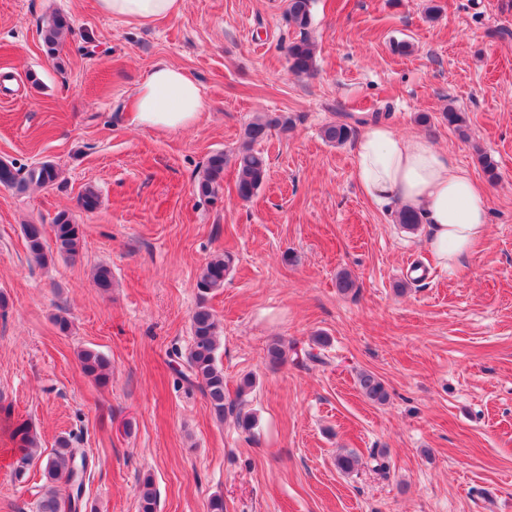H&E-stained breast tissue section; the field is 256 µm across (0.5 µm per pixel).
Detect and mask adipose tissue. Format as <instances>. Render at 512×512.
Segmentation results:
<instances>
[{
    "label": "adipose tissue",
    "instance_id": "adipose-tissue-1",
    "mask_svg": "<svg viewBox=\"0 0 512 512\" xmlns=\"http://www.w3.org/2000/svg\"><path fill=\"white\" fill-rule=\"evenodd\" d=\"M97 10L134 26L181 13L184 0H95ZM204 108L200 88L187 71L160 62L140 83L131 106L137 126L176 131L194 124ZM353 177L375 205L392 202L429 224L428 246L441 271L461 268L474 253L488 222V200L449 153L420 136L376 123L352 146Z\"/></svg>",
    "mask_w": 512,
    "mask_h": 512
}]
</instances>
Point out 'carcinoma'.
<instances>
[{
    "mask_svg": "<svg viewBox=\"0 0 512 512\" xmlns=\"http://www.w3.org/2000/svg\"><path fill=\"white\" fill-rule=\"evenodd\" d=\"M287 14L290 22L300 30L301 37L288 45L287 55L291 73L302 76L315 71V46L308 36L312 26L311 0H288ZM71 30L67 16L56 14L43 29V42L47 52L54 56L59 52L64 36ZM448 126L458 136L468 139L464 120L454 108L444 113ZM291 118L278 116L270 118L257 116L248 122L243 132V142L234 157L237 167V196L243 201L251 200L267 179L268 156L258 148L268 138L274 126L290 128ZM354 127L347 122H333L323 129L326 142L343 145L351 139ZM227 158L224 153L211 155L204 166L194 188L198 195L216 198L223 189L224 166ZM60 169L51 162H41L26 171L0 162V185L15 188L20 192L31 186L49 187L58 183ZM22 231L30 258L39 265L51 262L54 256L73 259L79 255L83 246V231L72 214L62 211L52 220V224H24ZM233 258L229 254L213 256L201 269L196 288L198 303L191 317L192 343L187 356L174 352L178 360L185 359L180 374L183 379L200 387L209 402L215 418L222 422L226 412L224 392V370L217 363L220 324L207 304V297L213 291L224 286V277L229 272ZM83 373L94 381L104 384L109 379V361L100 352L83 349L78 353ZM358 384L363 395L372 402L383 404L388 400V392L383 382L370 372H362ZM16 444L13 475L18 478L27 476L28 466L38 457L40 447L37 432L26 423H18L13 429ZM46 484L40 498L38 512H77L74 501L83 492L86 457L70 446L69 440H58L57 448L41 462ZM157 498L150 477H145L139 493V512H156Z\"/></svg>",
    "mask_w": 512,
    "mask_h": 512,
    "instance_id": "carcinoma-1",
    "label": "carcinoma"
}]
</instances>
